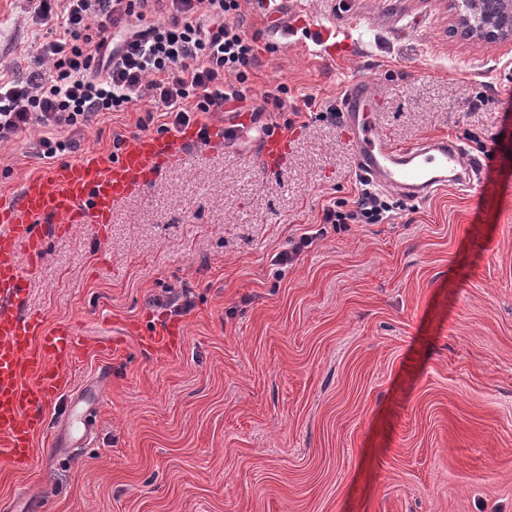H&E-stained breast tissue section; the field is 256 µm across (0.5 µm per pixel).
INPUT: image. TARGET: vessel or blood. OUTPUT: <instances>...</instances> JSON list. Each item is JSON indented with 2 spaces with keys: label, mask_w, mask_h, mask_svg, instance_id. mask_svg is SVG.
I'll return each mask as SVG.
<instances>
[{
  "label": "vessel or blood",
  "mask_w": 512,
  "mask_h": 512,
  "mask_svg": "<svg viewBox=\"0 0 512 512\" xmlns=\"http://www.w3.org/2000/svg\"><path fill=\"white\" fill-rule=\"evenodd\" d=\"M260 8L288 31V0H259ZM378 95L364 80L345 88L341 118L356 150L359 176L371 186L416 202L447 184H471L475 163L445 138L393 146L375 121ZM179 138L138 137L117 158L95 154L53 166L27 179L15 196H0V461L18 470L34 460L33 441L52 432L59 448H82L96 433L97 409L106 380L97 377L66 391L65 377L79 354L77 325L50 327L28 307V265L44 253L45 239L75 224H108L112 208L147 186L163 162L179 160ZM180 335L170 328L143 337L148 351L172 350ZM66 409L48 420L45 409L57 399Z\"/></svg>",
  "instance_id": "vessel-or-blood-1"
}]
</instances>
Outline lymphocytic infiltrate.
Instances as JSON below:
<instances>
[{
    "instance_id": "f902f5d3",
    "label": "lymphocytic infiltrate",
    "mask_w": 512,
    "mask_h": 512,
    "mask_svg": "<svg viewBox=\"0 0 512 512\" xmlns=\"http://www.w3.org/2000/svg\"><path fill=\"white\" fill-rule=\"evenodd\" d=\"M35 25L58 21L27 72L0 80V145L40 131L45 158L75 151L102 113L143 97L161 108L166 133L247 99L256 49L241 0H25ZM390 206L364 187L331 201L326 224H379Z\"/></svg>"
}]
</instances>
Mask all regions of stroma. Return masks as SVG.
<instances>
[{
	"label": "stroma",
	"mask_w": 512,
	"mask_h": 512,
	"mask_svg": "<svg viewBox=\"0 0 512 512\" xmlns=\"http://www.w3.org/2000/svg\"><path fill=\"white\" fill-rule=\"evenodd\" d=\"M272 39L244 0L256 66L248 132L198 140L117 203L106 225L50 237L29 270L47 325H80L70 387L111 368L87 447L35 441L30 469L0 465V508L22 494L45 512H512V40L451 32L448 0H297ZM348 35L332 58L311 23ZM49 28L0 0V76L25 69ZM381 93L394 146L445 137L480 161L468 193L398 200L382 224H322L353 200L356 153L339 111L353 79ZM286 84L295 131L262 93ZM144 98L94 120L76 156L114 134L156 133ZM283 143L262 152L258 127ZM37 133L0 148V194L43 174ZM323 233L293 266L289 238ZM186 295L175 314L166 300ZM180 329L178 351L141 339ZM124 337L107 357L106 335Z\"/></svg>",
	"instance_id": "stroma-1"
}]
</instances>
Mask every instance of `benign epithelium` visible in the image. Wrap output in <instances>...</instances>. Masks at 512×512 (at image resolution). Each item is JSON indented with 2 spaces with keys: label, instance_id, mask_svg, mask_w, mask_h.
Here are the masks:
<instances>
[{
  "label": "benign epithelium",
  "instance_id": "7a95c632",
  "mask_svg": "<svg viewBox=\"0 0 512 512\" xmlns=\"http://www.w3.org/2000/svg\"><path fill=\"white\" fill-rule=\"evenodd\" d=\"M457 32L476 43L512 40V0H450Z\"/></svg>",
  "mask_w": 512,
  "mask_h": 512
}]
</instances>
